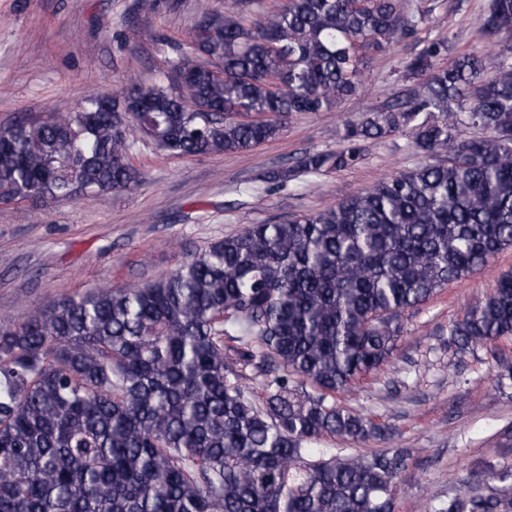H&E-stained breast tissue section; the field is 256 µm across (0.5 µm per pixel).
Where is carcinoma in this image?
<instances>
[{
  "mask_svg": "<svg viewBox=\"0 0 512 512\" xmlns=\"http://www.w3.org/2000/svg\"><path fill=\"white\" fill-rule=\"evenodd\" d=\"M243 0L200 7L166 85L91 94L73 112L0 128V202L68 200L145 180L128 126L175 156L250 151L298 112L355 95L371 51L415 37L403 0ZM484 32L512 39V0ZM442 41L404 64L423 92L365 112L334 150L258 180L284 186L352 168L365 142L408 129L414 169L318 212L251 224L166 275L49 300L0 322V512H396L411 448L336 394L394 354L401 314L512 248V53L439 65ZM475 128L479 136L465 130ZM512 337V272L448 325L461 351ZM262 378L261 399L242 384ZM469 482L437 512H506L512 469Z\"/></svg>",
  "mask_w": 512,
  "mask_h": 512,
  "instance_id": "carcinoma-1",
  "label": "carcinoma"
}]
</instances>
